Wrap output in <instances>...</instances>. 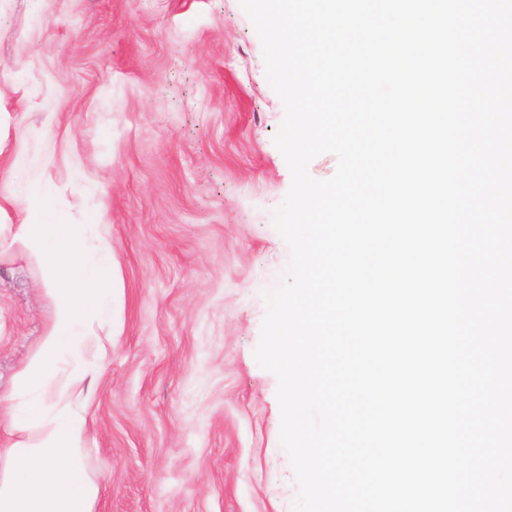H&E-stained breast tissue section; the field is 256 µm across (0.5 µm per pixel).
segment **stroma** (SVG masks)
<instances>
[{
  "instance_id": "35a3bbf8",
  "label": "stroma",
  "mask_w": 512,
  "mask_h": 512,
  "mask_svg": "<svg viewBox=\"0 0 512 512\" xmlns=\"http://www.w3.org/2000/svg\"><path fill=\"white\" fill-rule=\"evenodd\" d=\"M284 106L240 0H0V397L52 319L11 243L26 183L112 242L96 512H293L276 376L254 352L290 249Z\"/></svg>"
}]
</instances>
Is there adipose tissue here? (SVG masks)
Returning <instances> with one entry per match:
<instances>
[{
	"mask_svg": "<svg viewBox=\"0 0 512 512\" xmlns=\"http://www.w3.org/2000/svg\"><path fill=\"white\" fill-rule=\"evenodd\" d=\"M89 225L70 223L51 184L24 195L13 241L40 263L52 322L16 374L0 414V512H94L102 494L85 453L91 383L112 357V244L99 234L98 257L84 243Z\"/></svg>",
	"mask_w": 512,
	"mask_h": 512,
	"instance_id": "1",
	"label": "adipose tissue"
}]
</instances>
